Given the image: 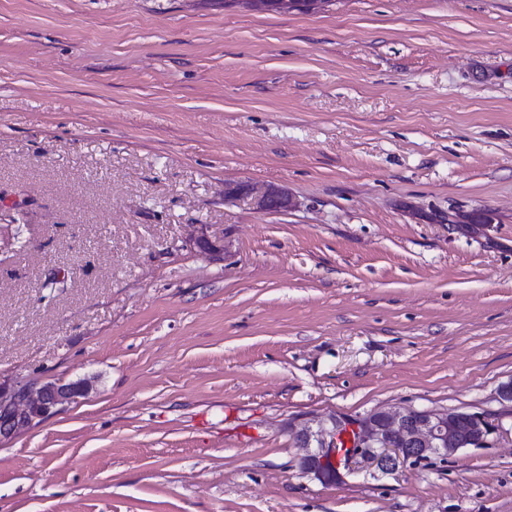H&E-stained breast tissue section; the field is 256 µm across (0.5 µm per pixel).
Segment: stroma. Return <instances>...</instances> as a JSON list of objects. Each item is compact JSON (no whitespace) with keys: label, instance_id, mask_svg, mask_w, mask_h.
Segmentation results:
<instances>
[{"label":"stroma","instance_id":"stroma-1","mask_svg":"<svg viewBox=\"0 0 512 512\" xmlns=\"http://www.w3.org/2000/svg\"><path fill=\"white\" fill-rule=\"evenodd\" d=\"M79 379L0 512H512V0H0V387ZM383 406L499 433L302 474ZM229 196L238 194H247L253 196L256 208L264 212L288 211L294 207L293 198L288 191L278 187L257 188L249 186H239L228 192Z\"/></svg>","mask_w":512,"mask_h":512}]
</instances>
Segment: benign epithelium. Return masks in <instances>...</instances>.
Segmentation results:
<instances>
[{
	"label": "benign epithelium",
	"mask_w": 512,
	"mask_h": 512,
	"mask_svg": "<svg viewBox=\"0 0 512 512\" xmlns=\"http://www.w3.org/2000/svg\"><path fill=\"white\" fill-rule=\"evenodd\" d=\"M238 194L253 196L256 208L264 212L294 207L293 198L283 188L239 186L229 191L231 196ZM89 391L85 379L47 382L38 388L27 383L0 388V437L42 422ZM497 431L483 412L380 407L357 417L316 416L301 426L296 438L304 450L302 472L331 484L341 480L342 472L365 465L394 473L427 461L445 463L465 449L492 445ZM340 436L350 437L351 444L350 451L341 456L336 450Z\"/></svg>",
	"instance_id": "7a95c632"
}]
</instances>
